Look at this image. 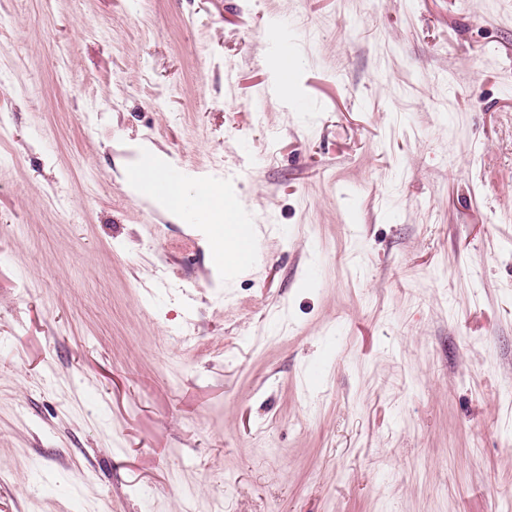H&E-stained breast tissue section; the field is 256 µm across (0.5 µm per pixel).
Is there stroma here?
<instances>
[{
  "label": "stroma",
  "instance_id": "1",
  "mask_svg": "<svg viewBox=\"0 0 512 512\" xmlns=\"http://www.w3.org/2000/svg\"><path fill=\"white\" fill-rule=\"evenodd\" d=\"M0 512H512V0H0ZM168 171L152 162L144 164L135 171L130 179L136 192L140 196L149 197L155 200L161 208L172 215H181L187 205L191 203L205 213L204 222L209 229L212 248L217 252L216 256L224 266L236 263L240 227L237 222V209L233 201L224 197L220 186L215 184L196 185L190 187L184 180L176 183L175 193L160 195L164 193L167 186L163 183L156 185L154 193L152 185L168 177ZM220 192H217V188Z\"/></svg>",
  "mask_w": 512,
  "mask_h": 512
}]
</instances>
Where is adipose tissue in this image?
<instances>
[{
    "instance_id": "obj_1",
    "label": "adipose tissue",
    "mask_w": 512,
    "mask_h": 512,
    "mask_svg": "<svg viewBox=\"0 0 512 512\" xmlns=\"http://www.w3.org/2000/svg\"><path fill=\"white\" fill-rule=\"evenodd\" d=\"M167 176L166 169L149 162L136 170L131 183L138 195L154 197L160 207L170 214L181 215L190 204L203 210L204 223L209 229L211 246L218 260L226 266L235 264L240 233L235 203L217 192L212 184L191 187L180 182L172 194H153L152 185Z\"/></svg>"
}]
</instances>
